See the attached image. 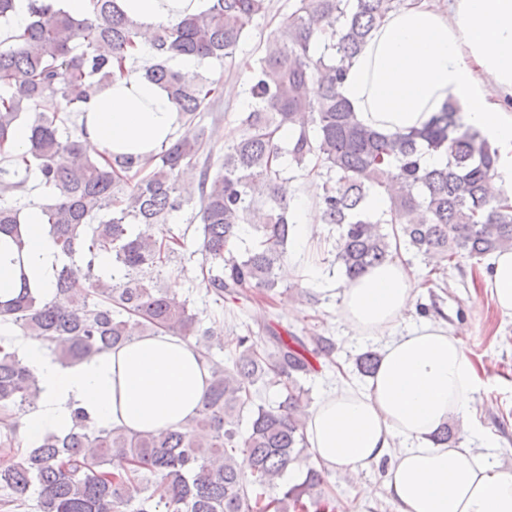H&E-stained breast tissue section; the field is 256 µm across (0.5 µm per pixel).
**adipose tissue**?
Here are the masks:
<instances>
[{"instance_id": "1", "label": "adipose tissue", "mask_w": 512, "mask_h": 512, "mask_svg": "<svg viewBox=\"0 0 512 512\" xmlns=\"http://www.w3.org/2000/svg\"><path fill=\"white\" fill-rule=\"evenodd\" d=\"M206 0H117L146 27L200 12ZM404 0L376 27L350 64L341 92L359 123L383 134L427 124L447 101L498 150L494 185L512 200V0ZM179 115L166 92L134 74L107 85L85 107L83 143L97 154L148 155L174 139ZM31 287L51 291L57 247L37 207L26 211ZM485 289L512 315V250L496 253ZM414 299L410 275L392 261L367 269L342 290L339 317L359 335L383 340L365 388L340 387L311 410L306 438L320 468L352 476L389 460L386 491L397 512H512V468L496 451L431 446L446 421L474 417L479 372L460 337L435 321L400 323ZM40 379L38 409L24 422L34 439L64 430L70 407L99 425L152 431L185 422L208 371L189 342L143 336L118 352L64 366L41 340L19 337Z\"/></svg>"}]
</instances>
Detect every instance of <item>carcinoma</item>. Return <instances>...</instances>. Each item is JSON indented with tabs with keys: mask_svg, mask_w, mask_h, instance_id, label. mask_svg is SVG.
<instances>
[{
	"mask_svg": "<svg viewBox=\"0 0 512 512\" xmlns=\"http://www.w3.org/2000/svg\"><path fill=\"white\" fill-rule=\"evenodd\" d=\"M401 2L293 0L262 54L247 64L250 109L239 136L224 143L223 172L212 176L208 162H200L202 129L148 158H93L83 148L85 126L66 136L62 127L84 115L99 90L137 72L127 61L142 43L154 59L144 77L167 92L180 121L191 126L219 93L220 80L168 62L233 57L249 21L266 11L265 0H210L205 11L150 31L116 0H87L81 19L61 0H25L29 21L12 44L0 46V236L10 241L18 283L13 296L0 300V322L41 337L63 365L138 336H192L209 378L182 424L150 432L98 426L74 408L67 429L22 448L20 421L37 408L41 387L18 351L0 344V452L14 458L0 468V488L10 491L0 509L11 512L34 489L38 512H336L322 473L311 467L301 483L267 495L308 448L302 381L313 371L311 359L335 363L336 340L269 328L265 336L237 337L225 364L213 354L224 350L221 329L203 326L189 300L164 292L155 279L184 245L183 235L162 226L196 199L207 292L221 300L275 297L293 235L281 193L291 172L320 178L322 221L336 230L335 261L348 280L402 246L438 265L512 248V206L491 185L497 150L465 123L457 103H444L420 129L385 135L358 123L341 94L347 64ZM309 83L318 85L313 100L302 94ZM22 124L29 145L16 156L12 136ZM431 153L443 161L425 164ZM21 169L53 194L50 203L29 200L60 251L49 297L30 288L27 231L8 201L25 184ZM382 189L390 191L389 204L375 213L367 200ZM245 224L254 240L240 254ZM379 359L367 350L355 368L369 377ZM259 382L280 387V401L251 411L243 436L238 418ZM458 433L452 420L431 440L453 447Z\"/></svg>",
	"mask_w": 512,
	"mask_h": 512,
	"instance_id": "carcinoma-1",
	"label": "carcinoma"
}]
</instances>
